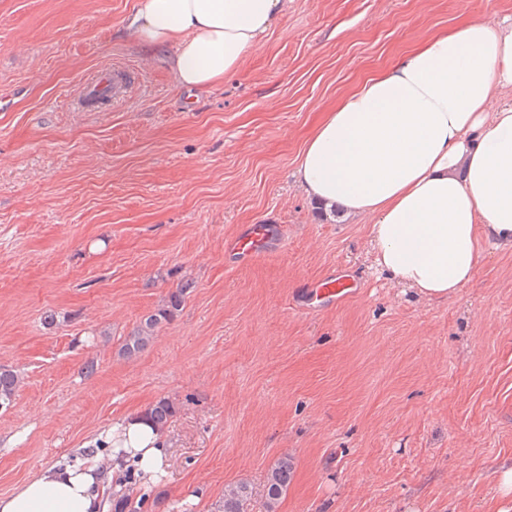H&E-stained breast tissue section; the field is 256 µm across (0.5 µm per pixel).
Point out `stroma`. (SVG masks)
<instances>
[{
  "label": "stroma",
  "mask_w": 512,
  "mask_h": 512,
  "mask_svg": "<svg viewBox=\"0 0 512 512\" xmlns=\"http://www.w3.org/2000/svg\"><path fill=\"white\" fill-rule=\"evenodd\" d=\"M138 0H0V494L74 461L112 421L161 398L167 475L144 512H213L270 466L294 473L277 512H512V248L488 250L453 299L392 287L369 225L321 214L296 178L322 113L438 31L512 16V0H285L241 68L197 93L173 48L144 55ZM134 81L84 107L85 82ZM279 224L244 265L224 242ZM333 307L292 299L330 270ZM192 280L134 357L147 315ZM53 325H46V316ZM131 79V73L125 69H105L101 71L100 76L96 80L83 87L82 93L86 95L93 89L104 91L107 87L112 86V96L116 97L126 88ZM193 286L194 283L191 280H186L175 293L171 294L169 304L165 308L147 315L124 340L121 347L122 355L131 358L142 352L156 336L162 321L168 320L173 311L178 310L188 290Z\"/></svg>",
  "instance_id": "35a3bbf8"
}]
</instances>
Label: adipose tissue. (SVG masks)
Here are the masks:
<instances>
[{"mask_svg":"<svg viewBox=\"0 0 512 512\" xmlns=\"http://www.w3.org/2000/svg\"><path fill=\"white\" fill-rule=\"evenodd\" d=\"M283 0H141L129 21L145 54L176 48L186 90L223 82L254 50ZM512 22L470 21L438 33L325 113L299 156L306 195L370 222L375 261L426 300L454 298L485 247H512ZM122 448L111 480L94 457L54 464L0 495V512H105L107 486L165 473L162 433L145 413L99 434Z\"/></svg>","mask_w":512,"mask_h":512,"instance_id":"1","label":"adipose tissue"}]
</instances>
